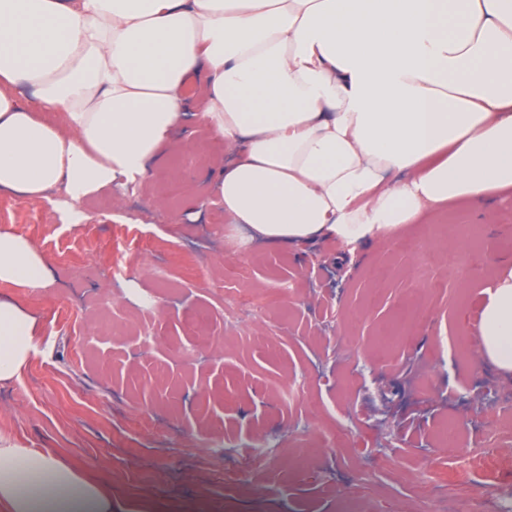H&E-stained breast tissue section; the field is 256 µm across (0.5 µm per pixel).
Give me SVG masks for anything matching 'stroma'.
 Wrapping results in <instances>:
<instances>
[{
  "label": "stroma",
  "instance_id": "stroma-1",
  "mask_svg": "<svg viewBox=\"0 0 512 512\" xmlns=\"http://www.w3.org/2000/svg\"><path fill=\"white\" fill-rule=\"evenodd\" d=\"M105 212L68 223L51 199L0 191V230L28 239L52 284H0L36 316L35 352L0 386V435L112 475L115 512H442L512 500V383L475 354L483 292L512 258V195L463 204L344 260L333 239L238 247L213 180L228 157L204 113ZM478 228V244L447 246ZM150 241L151 254L131 239ZM408 343L382 346L405 304ZM486 390L473 405L462 386ZM272 450L250 462L246 450ZM433 476L441 497L417 481Z\"/></svg>",
  "mask_w": 512,
  "mask_h": 512
}]
</instances>
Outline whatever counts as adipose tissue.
<instances>
[{"instance_id":"1","label":"adipose tissue","mask_w":512,"mask_h":512,"mask_svg":"<svg viewBox=\"0 0 512 512\" xmlns=\"http://www.w3.org/2000/svg\"><path fill=\"white\" fill-rule=\"evenodd\" d=\"M234 156L227 229L349 256L455 201L512 192V0H0V189L69 207L146 177L188 107ZM0 283L48 287L0 231ZM35 318L0 298V385ZM478 358L512 380V261ZM0 512H114L112 478L0 443Z\"/></svg>"}]
</instances>
